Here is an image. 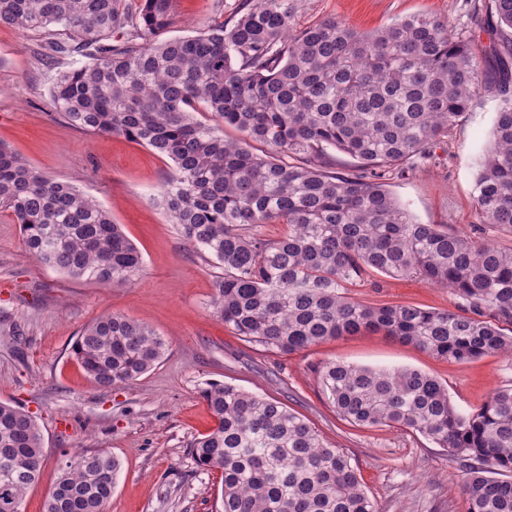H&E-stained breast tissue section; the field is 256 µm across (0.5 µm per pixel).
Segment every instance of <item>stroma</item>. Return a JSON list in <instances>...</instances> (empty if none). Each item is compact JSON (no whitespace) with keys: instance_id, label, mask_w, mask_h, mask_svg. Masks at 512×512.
<instances>
[{"instance_id":"1","label":"stroma","mask_w":512,"mask_h":512,"mask_svg":"<svg viewBox=\"0 0 512 512\" xmlns=\"http://www.w3.org/2000/svg\"><path fill=\"white\" fill-rule=\"evenodd\" d=\"M237 0H178L168 37L196 35L227 20ZM488 0H293L305 27L335 18L371 31L412 14L464 26ZM43 36L0 25V142L49 177L98 200L124 226L143 264L130 282L104 287L75 281L27 255L18 224L0 209V401L36 417L44 438L39 483L22 512H43L69 453L112 452L121 462L107 512H213L220 475L188 454L191 440L213 424L201 397L209 382L229 383L275 397L305 416L352 459L380 512H464L461 466L446 448L396 428H360L342 420L323 394L318 366L336 360L379 369L412 367L447 382L452 403L479 408L512 385V358L488 355L459 365L376 333L345 336L291 355L242 341L211 311L224 270L189 246L169 223L160 190L173 162L121 136L68 125L52 102L38 58ZM499 101L474 98L422 167L390 177L387 188L415 220L445 224L499 247L512 246V229L481 223L475 180L481 156L494 143ZM372 304L413 303L458 310L445 288L376 274L353 288ZM106 313L153 327L166 342L157 367L137 381L102 390L72 354L81 331Z\"/></svg>"}]
</instances>
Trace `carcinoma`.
I'll return each mask as SVG.
<instances>
[{
  "label": "carcinoma",
  "instance_id": "carcinoma-1",
  "mask_svg": "<svg viewBox=\"0 0 512 512\" xmlns=\"http://www.w3.org/2000/svg\"><path fill=\"white\" fill-rule=\"evenodd\" d=\"M486 13L478 51L474 31L424 14L369 32L334 18L299 28L290 0H242L227 21L162 39L176 0H141L136 15L119 0H0V24L47 35L50 94L67 123L174 163L162 206L188 244L224 267L210 307L234 335L293 354L380 332L456 364L512 357V249L416 222L385 180L429 159L471 100L493 90L495 147L476 201L482 223L512 228V0H488ZM117 29L126 38L114 43ZM250 140L275 152L259 155ZM0 207L28 254L73 280L110 285L141 271L123 225L2 143ZM264 224L288 232L269 238ZM372 273L446 288L467 308L361 302L351 289ZM72 351L110 389L154 369L166 345L150 326L106 314ZM317 374L343 420L451 449L463 461L464 512H512V385L462 413L448 385L418 369L327 361ZM202 397L215 425L189 448L221 473L215 512H379L348 454L303 415L228 383L207 384ZM43 464L36 418L0 402V512H21ZM119 471L105 449L72 454L47 496L52 512H106Z\"/></svg>",
  "mask_w": 512,
  "mask_h": 512
}]
</instances>
